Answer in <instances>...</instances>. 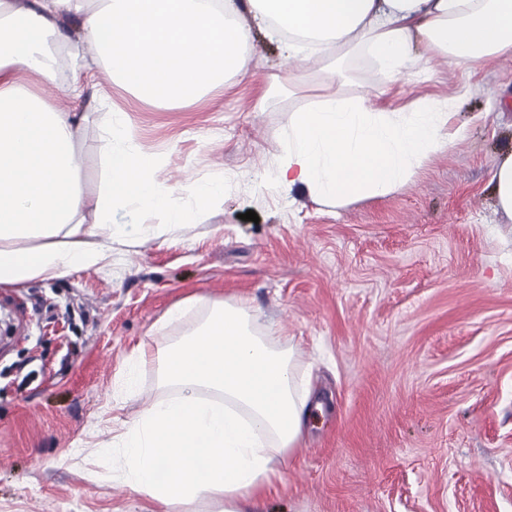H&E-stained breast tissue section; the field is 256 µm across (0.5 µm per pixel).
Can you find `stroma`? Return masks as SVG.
Instances as JSON below:
<instances>
[{
  "label": "stroma",
  "instance_id": "obj_1",
  "mask_svg": "<svg viewBox=\"0 0 512 512\" xmlns=\"http://www.w3.org/2000/svg\"><path fill=\"white\" fill-rule=\"evenodd\" d=\"M251 54L248 76L184 107L144 104L100 66L84 81L111 105L46 86L89 115V191L105 180L110 114L124 111L158 158L157 183H220L224 197L169 229L162 213L114 207L101 264L0 285V316L21 333L0 337V512H144L117 445L149 403L178 395L159 357L216 302L245 303L257 332L287 337L311 400L327 404L266 512H512V220L492 185L512 149V57L473 76L436 63L392 80L349 55L347 96L451 100L456 135L399 192L338 209L267 187L307 101L258 105L289 63L262 31ZM250 210L257 221L243 220Z\"/></svg>",
  "mask_w": 512,
  "mask_h": 512
}]
</instances>
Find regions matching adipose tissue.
<instances>
[{
    "instance_id": "1",
    "label": "adipose tissue",
    "mask_w": 512,
    "mask_h": 512,
    "mask_svg": "<svg viewBox=\"0 0 512 512\" xmlns=\"http://www.w3.org/2000/svg\"><path fill=\"white\" fill-rule=\"evenodd\" d=\"M67 19L111 81L165 108L247 75L254 29L280 38L286 57H305L308 67L276 76L261 99L285 87L310 91L313 101L289 115L284 155L267 185L337 207L398 192L453 139L448 101L393 109L364 94L346 97L340 57L365 52L397 78L423 62L474 71L512 56V0H0V284L61 279L102 262L114 204L165 212L176 227L224 194L223 185L197 184L189 190L194 207H172V189L153 178L154 155L120 140L130 126L123 112L105 138V185L85 188L78 145L88 115L42 92L57 79L51 48L68 43ZM321 49L331 57L317 58ZM162 371L181 393L129 425L128 485L157 512L201 499L213 512H264L310 416L292 349L256 334L246 306L218 303L168 349ZM204 390L223 402L201 398Z\"/></svg>"
}]
</instances>
